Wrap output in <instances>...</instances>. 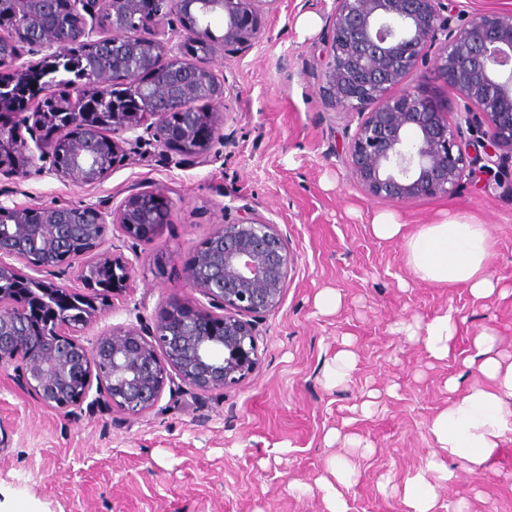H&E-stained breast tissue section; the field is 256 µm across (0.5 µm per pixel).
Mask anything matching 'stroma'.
<instances>
[{"mask_svg": "<svg viewBox=\"0 0 512 512\" xmlns=\"http://www.w3.org/2000/svg\"><path fill=\"white\" fill-rule=\"evenodd\" d=\"M332 9L333 0H281L251 49L211 60L225 110L208 163L177 165L146 136L98 185L45 172L0 181L6 203L117 204L135 184L170 197L172 222L156 240L133 244L109 232V243L138 260L132 293L114 297L96 329L152 322L168 294L184 288L194 251L224 208L251 205L286 235L293 258L283 301L259 326V370L237 388L196 397L167 391L140 417L103 405L64 417L13 371L0 372V512H327L316 482L339 456L356 466L344 491L349 512H405L393 489L429 458L428 424L448 402L446 380L485 382L462 364L474 336L494 329L496 350L512 354V300L416 281L401 242L376 239L369 227L378 211L411 227L448 209L476 216L494 242L493 270L512 285V195L468 176L450 195L396 204L370 199L352 182L339 151L356 123L325 103L317 78ZM309 15L318 24L305 34L298 21ZM327 289L341 305L324 315L314 299ZM448 309L459 327L447 362L395 331L400 321ZM347 336L357 367L343 385L328 386ZM371 389L382 392L378 408L352 416ZM348 418L371 452L325 443ZM450 467L457 478L448 495L465 498L468 512H512L511 440L481 473L461 460Z\"/></svg>", "mask_w": 512, "mask_h": 512, "instance_id": "stroma-1", "label": "stroma"}]
</instances>
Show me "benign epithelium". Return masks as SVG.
I'll list each match as a JSON object with an SVG mask.
<instances>
[{"instance_id": "7a95c632", "label": "benign epithelium", "mask_w": 512, "mask_h": 512, "mask_svg": "<svg viewBox=\"0 0 512 512\" xmlns=\"http://www.w3.org/2000/svg\"><path fill=\"white\" fill-rule=\"evenodd\" d=\"M279 2L0 0L11 18L0 24V104L12 111L0 124V177L34 170L96 185L145 134L177 164L206 162L224 109L209 60L249 50ZM89 17L108 18L107 31ZM326 32L320 88L357 120L341 157L367 197L449 195L477 166L485 187L512 193L511 9L460 26L444 0H334ZM428 68L453 91L454 111L410 84ZM171 217L152 185L115 209L0 201V370L65 416L85 403L141 416L168 387L207 393L249 379L258 320L282 303L292 258L248 206L215 225L186 269L188 292L169 294L152 323L112 325L90 347L80 338L110 298L133 291L137 258L106 245L109 227L152 241ZM73 268L80 289L60 281Z\"/></svg>"}]
</instances>
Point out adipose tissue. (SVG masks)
Returning a JSON list of instances; mask_svg holds the SVG:
<instances>
[{
	"mask_svg": "<svg viewBox=\"0 0 512 512\" xmlns=\"http://www.w3.org/2000/svg\"><path fill=\"white\" fill-rule=\"evenodd\" d=\"M370 231L382 241H402L404 262L417 280L443 287L463 286L479 299L512 294L491 268L493 241L475 218L448 212L437 223L410 230L395 214L380 212L373 216ZM399 330L421 338L430 358L445 361L455 349L458 320L453 311L446 310L424 322L400 324ZM473 345L464 364L476 369L488 383L464 389L458 378L446 380L448 404L430 421L434 443L430 458L400 491L406 512H438L441 491L455 479L449 460H463L470 472H478L512 433V358L495 353L491 329L475 336Z\"/></svg>",
	"mask_w": 512,
	"mask_h": 512,
	"instance_id": "adipose-tissue-1",
	"label": "adipose tissue"
}]
</instances>
